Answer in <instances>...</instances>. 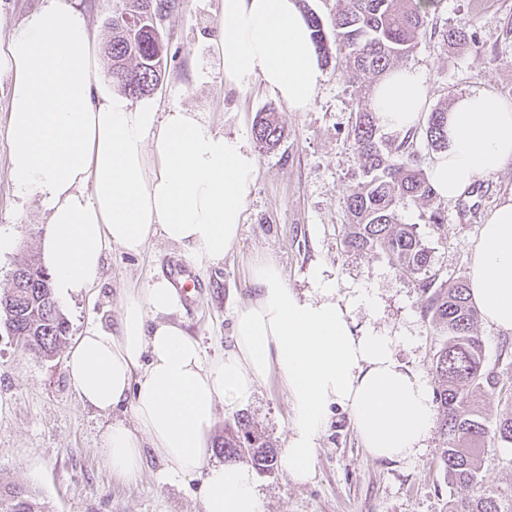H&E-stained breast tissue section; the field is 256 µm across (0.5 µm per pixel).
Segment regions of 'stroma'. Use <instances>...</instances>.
I'll return each mask as SVG.
<instances>
[{"label":"stroma","mask_w":512,"mask_h":512,"mask_svg":"<svg viewBox=\"0 0 512 512\" xmlns=\"http://www.w3.org/2000/svg\"><path fill=\"white\" fill-rule=\"evenodd\" d=\"M220 0H177L163 24L168 64L165 78L148 101L159 108L184 107L230 137L252 140L258 112L275 106L287 136L274 151L256 150L255 190L245 205L241 238L223 262L193 271L195 289L183 297L177 319L191 336L202 339L210 356L230 348L234 311L252 299L249 267L261 254L272 256L289 288L306 293L314 273L337 288L374 289L377 314L352 312L355 328H389L410 336L398 358L423 372L430 385L438 379L431 359L446 341L423 312V277L441 284L467 277L481 224L512 197V166L478 180L456 201H400L399 223L415 225L431 261L426 276L407 273L386 253H358L343 245L348 221L343 199L360 177L357 155L347 137L358 96L335 65L324 78L312 108L290 111L262 84L234 88L224 81L221 58L213 50ZM405 66L422 71L429 86L428 108L453 104L471 90L485 88L512 100V0H442ZM467 21L475 44L443 47L439 30ZM9 83L0 82V233L13 246L0 253V292L11 283L15 264L40 258L46 218L38 200L17 196L8 177ZM439 210L444 220L429 223ZM186 249L151 237L144 252L105 253L99 279L89 292L61 302L69 339L96 325H114L125 288L145 287L168 275L176 264H189ZM485 344V363L501 384L512 386V334L476 322ZM68 347L44 358L25 350L17 337L0 329V483L29 488L49 512H202L196 480L173 475L155 455H147L141 477L129 482L112 474L102 447L108 426H134L130 410L101 414L85 407L67 377ZM256 423L270 446L284 448L291 409L278 380L268 382L247 402L218 407L212 437L238 415ZM443 438L433 432L427 447L408 461L371 459L360 445L346 411L334 409L319 441L315 476L291 482L285 471L261 473L259 490L266 512H448L456 498L439 463ZM474 494H495L512 512V444L486 447Z\"/></svg>","instance_id":"35a3bbf8"}]
</instances>
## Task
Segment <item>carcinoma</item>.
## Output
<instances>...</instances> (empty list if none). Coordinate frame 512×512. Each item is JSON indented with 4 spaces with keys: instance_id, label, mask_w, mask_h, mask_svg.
<instances>
[{
    "instance_id": "obj_1",
    "label": "carcinoma",
    "mask_w": 512,
    "mask_h": 512,
    "mask_svg": "<svg viewBox=\"0 0 512 512\" xmlns=\"http://www.w3.org/2000/svg\"><path fill=\"white\" fill-rule=\"evenodd\" d=\"M340 8L326 26L320 15L305 11L319 58L336 61L341 74L352 83L382 78L418 45L419 35L439 11L442 0H339ZM158 0H119L112 19V37L105 46L111 61L112 83L129 97L153 94L161 85L167 57L160 56L162 38L152 17ZM445 47L465 46L473 40L470 25L439 32ZM448 107L433 109L423 125L402 136L382 134L371 100L354 112L348 138L357 154L362 179L344 198L349 216L345 246L355 252L380 250L407 272L427 270L429 251L412 224H400L396 203L404 198L428 202L437 196L418 155L425 147L436 152L447 148ZM253 136L263 150L275 149L285 137V128L271 107L260 113ZM14 272L23 287L11 284L0 293V327H9L24 345L46 358L55 356L65 342L69 326L53 293L49 272L30 258L19 262ZM428 293L425 316L448 334L433 355L431 366L438 380L436 392L440 432L446 448L440 464L448 483L467 490L476 484L480 454L494 441L512 443V414L489 427L471 408L469 397L485 389L497 390L496 372L485 365L484 345L474 334L476 312L464 281L434 287L422 279ZM219 454L226 462H239L263 472L277 469L271 448L249 417L241 416L224 429ZM0 512H49L33 491L0 484ZM460 512H504L493 493L466 497Z\"/></svg>"
}]
</instances>
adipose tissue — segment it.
<instances>
[{
	"mask_svg": "<svg viewBox=\"0 0 512 512\" xmlns=\"http://www.w3.org/2000/svg\"><path fill=\"white\" fill-rule=\"evenodd\" d=\"M214 50L225 82L261 83L290 110L315 103L323 72L298 0H221ZM96 39L67 0H48L0 38V78L10 83L13 137L9 178L21 198L38 196L47 231L41 256L55 292L68 299L97 279L104 253L141 254L153 235L186 248L203 268L238 242L255 187L257 158L182 107L158 111L93 86ZM371 104L386 130L418 126L425 76L397 68L379 80ZM512 165V100L480 88L448 111V148L428 169L437 194L455 200L482 178ZM256 295L235 311L234 343L208 357L174 320L181 297L166 278L128 289L117 329L78 336L66 372L80 402L109 413L129 405L136 426L112 424L103 437L113 473L133 481L146 451L179 476L200 481L203 512H265L253 470L211 461L218 404L246 403L278 376L292 410L282 465L292 482L314 476V459L332 408L347 411L363 448L378 460L413 459L434 428L432 389L396 356L398 332L352 328V311H376L373 289L339 295L317 278L314 293L288 288L268 256L255 259ZM484 321L512 333V198L482 224L468 271Z\"/></svg>",
	"mask_w": 512,
	"mask_h": 512,
	"instance_id": "1",
	"label": "adipose tissue"
}]
</instances>
